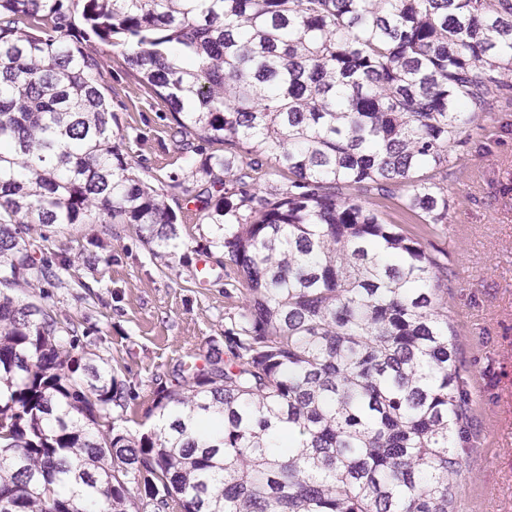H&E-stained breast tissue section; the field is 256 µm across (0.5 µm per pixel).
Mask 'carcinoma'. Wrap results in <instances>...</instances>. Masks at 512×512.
I'll return each instance as SVG.
<instances>
[{
    "mask_svg": "<svg viewBox=\"0 0 512 512\" xmlns=\"http://www.w3.org/2000/svg\"><path fill=\"white\" fill-rule=\"evenodd\" d=\"M92 36L175 134L224 144L195 198L244 295L224 347L155 380L137 436L105 426L131 385L50 303L66 264L34 256L52 224L178 248L116 144ZM511 75L512 0H0V512H458L471 398L428 236L449 148ZM265 159L288 184L261 195ZM400 186L427 235L384 221ZM89 245L94 268L108 242Z\"/></svg>",
    "mask_w": 512,
    "mask_h": 512,
    "instance_id": "1",
    "label": "carcinoma"
}]
</instances>
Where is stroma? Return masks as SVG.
Listing matches in <instances>:
<instances>
[{"mask_svg":"<svg viewBox=\"0 0 512 512\" xmlns=\"http://www.w3.org/2000/svg\"><path fill=\"white\" fill-rule=\"evenodd\" d=\"M104 60L114 131L137 172L163 190L180 226V251L188 264L166 266L126 224H65L43 228L39 251L66 257L63 287L52 298L71 321L86 350L109 359L131 383L126 412H113L116 429L142 432L154 400V381L181 363L203 364L210 343L222 342L240 293L225 295L224 255L199 247L218 228L202 223L195 194L207 180L196 170L218 143L194 140L182 150L172 136L169 105L140 84L122 53L92 41ZM449 224L436 242L447 249L457 280L448 291L461 358L476 403L475 448L463 460L462 512H512V99L472 131L464 152L454 153ZM112 244V259L88 268L82 252L90 237Z\"/></svg>","mask_w":512,"mask_h":512,"instance_id":"obj_1","label":"stroma"}]
</instances>
